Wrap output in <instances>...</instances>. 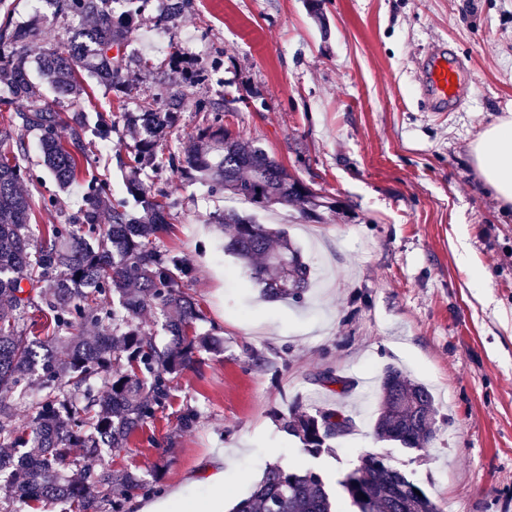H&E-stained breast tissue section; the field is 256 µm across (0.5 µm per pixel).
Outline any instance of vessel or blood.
Instances as JSON below:
<instances>
[{
  "mask_svg": "<svg viewBox=\"0 0 512 512\" xmlns=\"http://www.w3.org/2000/svg\"><path fill=\"white\" fill-rule=\"evenodd\" d=\"M419 85L424 101L434 112H450L458 108L475 88L466 76L467 67L453 57L447 47H430L418 65Z\"/></svg>",
  "mask_w": 512,
  "mask_h": 512,
  "instance_id": "obj_1",
  "label": "vessel or blood"
}]
</instances>
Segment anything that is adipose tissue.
<instances>
[{
	"mask_svg": "<svg viewBox=\"0 0 512 512\" xmlns=\"http://www.w3.org/2000/svg\"><path fill=\"white\" fill-rule=\"evenodd\" d=\"M483 181L503 202L512 203V115L489 125L472 146Z\"/></svg>",
	"mask_w": 512,
	"mask_h": 512,
	"instance_id": "1",
	"label": "adipose tissue"
}]
</instances>
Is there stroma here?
<instances>
[{"mask_svg": "<svg viewBox=\"0 0 512 512\" xmlns=\"http://www.w3.org/2000/svg\"><path fill=\"white\" fill-rule=\"evenodd\" d=\"M156 12L134 17L119 56L122 86L81 73L85 95L59 97L35 57L25 64L35 96L59 117L67 138L74 111L115 122L109 142L88 137L77 181H25L36 202L33 230L60 224L83 205L86 183L108 175L125 197L122 161L139 123L137 97L165 93L185 67L204 70L195 89L213 108H185L160 136V157L191 144L221 113L232 135L256 141L291 174L335 197L325 223L295 207L275 206L263 223L285 230L310 266L301 302H269L224 249L214 214L247 211L169 167L146 183L169 205L163 248L192 267L190 292L216 330L218 352L201 353L174 383L170 406L109 456L157 489L182 492L230 512L268 463L302 460L299 442L281 431L276 412L341 406L350 435L311 465L339 506L338 482L365 452L384 454L419 483L443 512H512V207L501 204L476 168L471 146L512 113V0H191L168 28L179 63L145 51L140 40ZM202 42L185 51V34ZM446 42L477 79L453 112H432L420 97L415 62L432 42ZM51 197V210L40 207ZM261 350L256 367L248 348ZM333 367L354 381L336 396L315 374ZM424 383L439 403L436 437L407 450L374 435L377 382L387 367ZM194 409L193 428L179 426ZM223 458L224 483L208 478Z\"/></svg>", "mask_w": 512, "mask_h": 512, "instance_id": "obj_1", "label": "stroma"}]
</instances>
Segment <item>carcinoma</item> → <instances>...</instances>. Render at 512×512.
<instances>
[{
    "instance_id": "obj_1",
    "label": "carcinoma",
    "mask_w": 512,
    "mask_h": 512,
    "mask_svg": "<svg viewBox=\"0 0 512 512\" xmlns=\"http://www.w3.org/2000/svg\"><path fill=\"white\" fill-rule=\"evenodd\" d=\"M50 13L73 19L93 13L90 27L73 30L60 47L40 50L44 78L65 98L81 95V70L121 53L133 34L117 29L112 0H45ZM40 26L21 28L11 16L0 22V78L9 86L11 120L39 135L48 175L61 187L76 181L90 134L110 138L112 121L102 113L77 111L69 141L56 134L58 116L34 98L21 62L37 50ZM201 74L190 73L163 99L137 103L144 137L126 163L128 198L112 199L106 178L87 183L85 204L64 224L32 232V210L19 182L29 171L10 158L25 151L11 130L0 129V489L8 497L64 504L70 512H130L126 504L151 487L139 473L115 471L105 454L128 447L130 437L164 412L175 379L194 365L203 350L220 343L199 331L203 320L189 293L186 259L160 246L171 231L167 203L151 193L141 174L161 168L156 136L174 125L189 104L206 111L210 103L192 99ZM168 164L192 181L264 211L296 205L300 217L320 223L336 215L338 202L312 190L254 140L224 129L221 113L200 129L183 156ZM224 226V251L247 271L270 300L299 299L308 288L310 267L288 234L261 224L255 214L226 210L215 217ZM161 317L163 336L145 328L142 317ZM315 381L326 390L351 384L330 366ZM377 439L403 448L424 449L436 435L438 407L424 384L395 367L379 379ZM30 414L17 424L21 409ZM282 431L301 443L313 459L331 451L330 442L348 435L353 418L337 408L310 412L294 402L277 414ZM339 484L355 512H441L423 487L385 456L365 453ZM231 512H337L336 500L320 474L286 460L266 465L251 494Z\"/></svg>"
}]
</instances>
